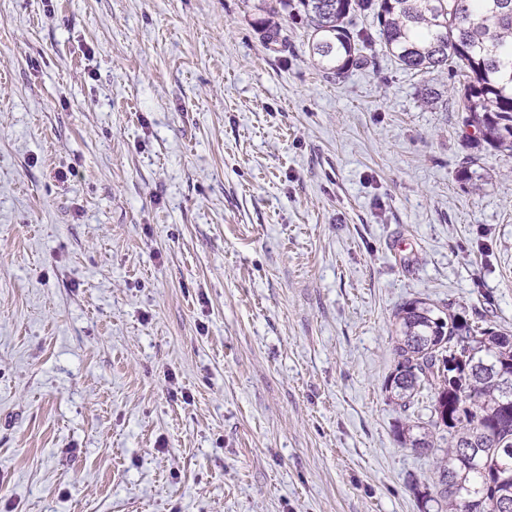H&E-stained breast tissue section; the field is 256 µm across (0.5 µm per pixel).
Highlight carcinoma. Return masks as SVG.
<instances>
[{"mask_svg":"<svg viewBox=\"0 0 512 512\" xmlns=\"http://www.w3.org/2000/svg\"><path fill=\"white\" fill-rule=\"evenodd\" d=\"M292 0H261L251 24L270 46H288L277 21ZM311 29L309 54L332 78L365 61L377 41L407 71L451 70L462 77L458 111L465 126L502 156L512 158V0H298ZM370 14L377 34L352 27ZM393 368L386 380L403 411L433 394L431 420L401 434L427 455L442 430L448 448L438 466L436 497L412 483L422 503L446 512H512V336L469 322L426 301L394 313Z\"/></svg>","mask_w":512,"mask_h":512,"instance_id":"obj_1","label":"carcinoma"}]
</instances>
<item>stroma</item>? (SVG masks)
I'll return each mask as SVG.
<instances>
[{
	"label": "stroma",
	"mask_w": 512,
	"mask_h": 512,
	"mask_svg": "<svg viewBox=\"0 0 512 512\" xmlns=\"http://www.w3.org/2000/svg\"><path fill=\"white\" fill-rule=\"evenodd\" d=\"M285 23L0 0V512H436L393 313L512 332V159L449 73ZM292 0H261L253 6V13L250 16L251 24L261 35L264 42L270 46L287 47L288 28L277 19L282 11L288 12V5Z\"/></svg>",
	"instance_id": "obj_1"
}]
</instances>
